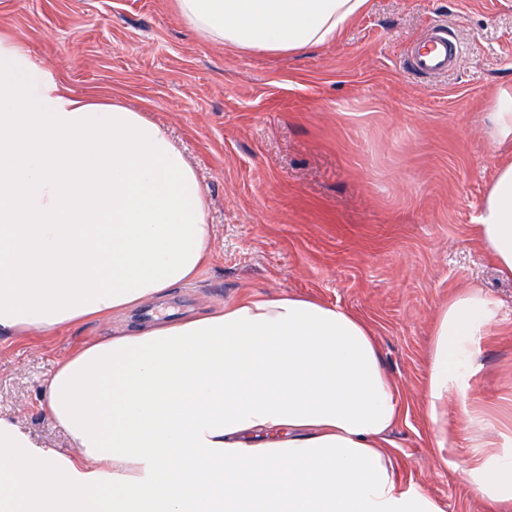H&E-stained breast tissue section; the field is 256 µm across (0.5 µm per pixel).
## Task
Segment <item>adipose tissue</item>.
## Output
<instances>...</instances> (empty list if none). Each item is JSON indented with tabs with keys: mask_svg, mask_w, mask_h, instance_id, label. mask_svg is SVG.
<instances>
[{
	"mask_svg": "<svg viewBox=\"0 0 512 512\" xmlns=\"http://www.w3.org/2000/svg\"><path fill=\"white\" fill-rule=\"evenodd\" d=\"M369 0H173L204 39L296 53L340 39ZM478 238L512 280V156ZM205 190L162 125L75 95L0 31V336L102 323L192 283L210 260ZM500 319L479 288L448 295L431 336L426 422L445 463L475 342ZM78 456L0 419V512H445L400 473L407 417L369 323L343 307L245 289L203 315L85 344L42 389ZM478 451L464 478L512 512V466Z\"/></svg>",
	"mask_w": 512,
	"mask_h": 512,
	"instance_id": "adipose-tissue-1",
	"label": "adipose tissue"
}]
</instances>
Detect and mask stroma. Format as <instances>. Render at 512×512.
<instances>
[{
    "label": "stroma",
    "mask_w": 512,
    "mask_h": 512,
    "mask_svg": "<svg viewBox=\"0 0 512 512\" xmlns=\"http://www.w3.org/2000/svg\"><path fill=\"white\" fill-rule=\"evenodd\" d=\"M447 24L463 50L425 79L401 65ZM0 28L77 95L121 100L169 133L206 192L212 259L157 307L182 315L241 289L309 296L366 318L408 416L391 435L402 474L446 512H484L458 470L489 435L512 438V280L476 240L497 147L486 121L512 85V0H370L340 41L297 54L199 37L169 0H0ZM501 303L470 376L484 423L462 422L457 467L424 421L431 328L451 291ZM143 310L50 336L0 337V417L73 448L40 409L43 381L84 343Z\"/></svg>",
    "instance_id": "stroma-1"
}]
</instances>
